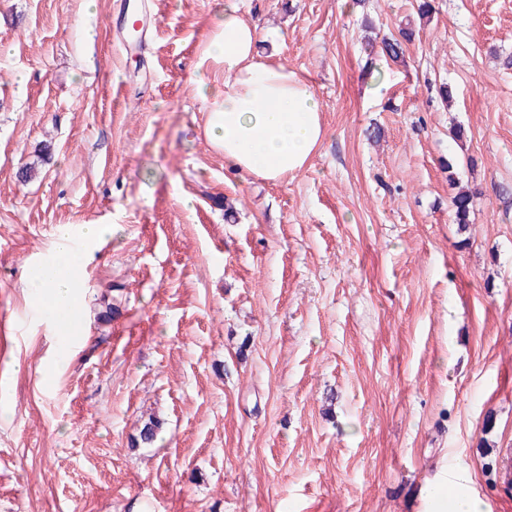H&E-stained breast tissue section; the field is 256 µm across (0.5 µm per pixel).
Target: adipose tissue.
<instances>
[{
	"instance_id": "1",
	"label": "adipose tissue",
	"mask_w": 512,
	"mask_h": 512,
	"mask_svg": "<svg viewBox=\"0 0 512 512\" xmlns=\"http://www.w3.org/2000/svg\"><path fill=\"white\" fill-rule=\"evenodd\" d=\"M259 26L236 4L225 6L208 37L204 56L224 71V87L215 94L208 114V133L237 174L279 183L303 170L319 148L325 129L323 106L312 85L288 66L263 57L258 50ZM72 230L61 226L56 256L30 268L32 297L49 298L51 313L66 312L74 298L73 276L79 260L70 247ZM424 498L431 512H485L484 502L467 492L449 493L444 481L430 482Z\"/></svg>"
}]
</instances>
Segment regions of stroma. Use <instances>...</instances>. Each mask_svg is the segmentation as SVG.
I'll return each mask as SVG.
<instances>
[{"label":"stroma","instance_id":"35a3bbf8","mask_svg":"<svg viewBox=\"0 0 512 512\" xmlns=\"http://www.w3.org/2000/svg\"><path fill=\"white\" fill-rule=\"evenodd\" d=\"M230 1L323 104L275 185L205 134ZM142 3L128 53L120 0H0V512H424L444 470L512 512V0ZM86 224L67 333L24 283Z\"/></svg>","mask_w":512,"mask_h":512}]
</instances>
